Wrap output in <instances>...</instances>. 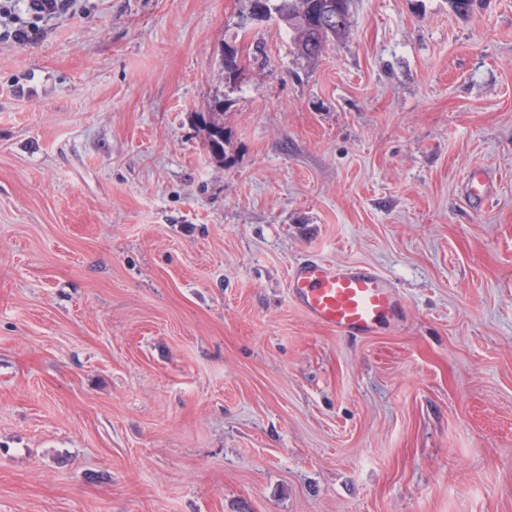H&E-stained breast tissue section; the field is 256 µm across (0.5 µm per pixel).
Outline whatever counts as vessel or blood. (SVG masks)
Instances as JSON below:
<instances>
[{
  "instance_id": "b4317fda",
  "label": "vessel or blood",
  "mask_w": 512,
  "mask_h": 512,
  "mask_svg": "<svg viewBox=\"0 0 512 512\" xmlns=\"http://www.w3.org/2000/svg\"><path fill=\"white\" fill-rule=\"evenodd\" d=\"M289 292L303 314L343 336L377 334L400 307L391 282L375 267L323 259L297 264Z\"/></svg>"
}]
</instances>
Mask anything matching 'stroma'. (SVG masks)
<instances>
[{
	"label": "stroma",
	"mask_w": 512,
	"mask_h": 512,
	"mask_svg": "<svg viewBox=\"0 0 512 512\" xmlns=\"http://www.w3.org/2000/svg\"><path fill=\"white\" fill-rule=\"evenodd\" d=\"M318 257L399 319L307 318ZM0 512H512V0L314 60L248 0L1 13ZM289 292L303 314L343 336L377 334L400 307L391 282L375 267L323 259L297 264Z\"/></svg>",
	"instance_id": "1"
}]
</instances>
